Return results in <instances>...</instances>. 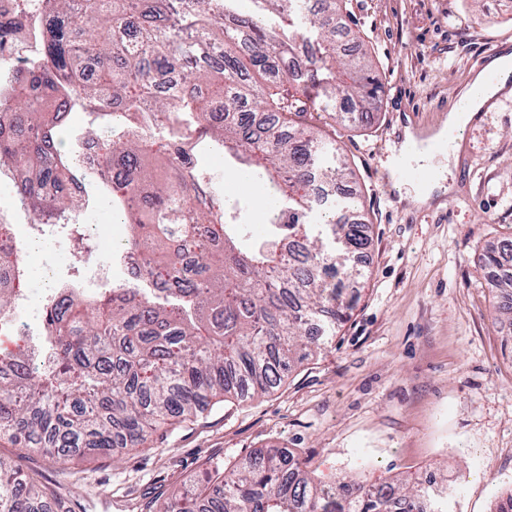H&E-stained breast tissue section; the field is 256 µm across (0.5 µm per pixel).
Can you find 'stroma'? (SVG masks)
Here are the masks:
<instances>
[{
  "label": "stroma",
  "mask_w": 512,
  "mask_h": 512,
  "mask_svg": "<svg viewBox=\"0 0 512 512\" xmlns=\"http://www.w3.org/2000/svg\"><path fill=\"white\" fill-rule=\"evenodd\" d=\"M349 15L343 42L371 52L384 93L363 122L331 112L302 122L341 149L362 195L367 278L351 317L279 388L215 397L195 419L158 431L147 450L61 465L23 459L73 512H155L210 466L229 471L269 448L292 450L324 481L447 474L460 489L449 512H490L512 484V320L497 313L502 299L484 267L485 253L512 239V96L468 126L452 194L418 204L415 187L385 178L379 158L406 126L439 124L479 55L512 45V0H351ZM65 127L70 156L80 140L112 137L86 107ZM194 128L185 116L194 170L224 193L238 164ZM81 222L94 229L100 263L120 265L114 248L130 230L113 220L109 198L95 195ZM70 262L63 240L28 257L34 338L44 333V272Z\"/></svg>",
  "instance_id": "1"
}]
</instances>
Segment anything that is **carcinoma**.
<instances>
[{"mask_svg":"<svg viewBox=\"0 0 512 512\" xmlns=\"http://www.w3.org/2000/svg\"><path fill=\"white\" fill-rule=\"evenodd\" d=\"M42 62L18 69L0 92V166L39 216L77 207L66 184L79 166L61 153L62 97L127 127L102 142L99 165L119 170L113 217L131 224L124 250L156 285L112 289L111 303L66 298L48 315L37 348L0 357V439L19 456L81 457L148 447L159 430L194 417L222 394L261 396L303 364L347 320L350 289L366 277L367 244L347 161L322 160L320 136L288 137L316 108L349 122L367 117L383 86L368 51L345 52L334 21L346 0H256L279 29L240 0H36ZM318 44L313 68L295 63L297 42ZM18 44L0 14V47ZM201 129L233 151L242 173L270 184L268 238L251 244L224 198L180 158L159 174L141 119ZM143 195L132 214L123 198ZM512 239L484 257L491 287L512 297ZM20 281L0 267V314ZM457 488L431 472L409 482L326 483L293 453L270 448L207 485L173 494L157 512H448ZM56 491L0 461V512H61Z\"/></svg>","mask_w":512,"mask_h":512,"instance_id":"1","label":"carcinoma"}]
</instances>
